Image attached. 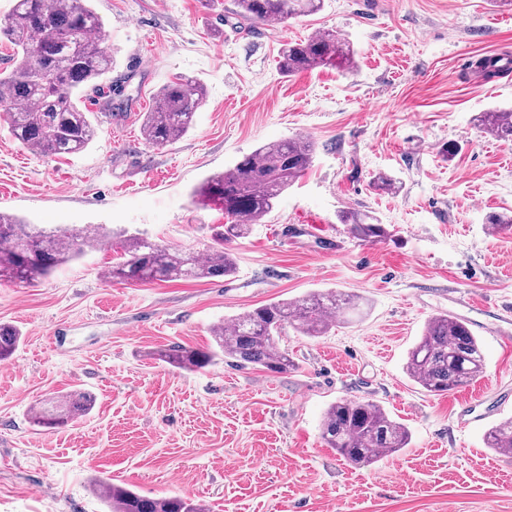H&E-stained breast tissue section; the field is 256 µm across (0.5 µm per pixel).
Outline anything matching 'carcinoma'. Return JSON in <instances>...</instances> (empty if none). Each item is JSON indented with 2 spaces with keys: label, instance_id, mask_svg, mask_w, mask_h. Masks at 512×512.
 <instances>
[{
  "label": "carcinoma",
  "instance_id": "cac0c4a2",
  "mask_svg": "<svg viewBox=\"0 0 512 512\" xmlns=\"http://www.w3.org/2000/svg\"><path fill=\"white\" fill-rule=\"evenodd\" d=\"M323 0H236L238 15L252 23L283 24L313 14ZM100 19L91 0H15L12 11L0 19V42L11 45L14 64L0 72V112L7 115L12 135L19 142L55 156L82 152L95 137L80 99L103 90L99 79L112 72V55L94 36ZM53 73L49 81L39 76L42 64ZM334 65L351 72L356 67L349 41L323 31L289 43L279 53L278 68L286 75ZM203 87L189 78L165 84L155 107L145 113L141 134L152 146H165L191 128L203 102ZM486 133L512 141V109L481 113ZM314 144L305 137L268 143L244 156L223 173L206 178L194 196L224 208L230 223L224 241L245 237L251 226L267 216L283 193L313 163ZM353 237L382 238L386 230L370 216L345 213L339 217ZM119 257L109 269L111 279L125 283L173 282L230 276L235 265L224 248H214L204 258L153 243L138 235L118 242ZM86 235L67 227L38 229L0 212V281L33 285L58 266L77 258ZM358 309L356 299L334 289L317 290L295 300L274 301L212 329L214 346L206 350L174 346L152 353L173 368L201 370L220 358L240 367H260L286 374L295 360L280 346L292 328L303 336L319 337L336 323V315ZM19 340L17 332L0 325V360L10 357ZM485 371V353L478 337L463 322L448 315L430 318L419 341L408 352L406 372L429 393L462 388ZM92 399L75 392L55 405L33 413L42 425L64 426L91 410ZM328 447L357 468L371 467L411 442L409 429L379 403L338 399L328 405L320 425ZM486 445L499 454L512 455V417L501 420L486 434ZM99 489L110 512H201L198 503L180 496L150 498L102 479Z\"/></svg>",
  "mask_w": 512,
  "mask_h": 512
}]
</instances>
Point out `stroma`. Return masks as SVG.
<instances>
[{
	"mask_svg": "<svg viewBox=\"0 0 512 512\" xmlns=\"http://www.w3.org/2000/svg\"><path fill=\"white\" fill-rule=\"evenodd\" d=\"M92 5L117 91L88 101L95 138L66 158L19 143L0 115V211L202 255L221 245L236 271L119 283L106 276L116 257L106 244L35 285L0 282V324L21 336L0 361V512H108L99 478L211 512H512V456L484 442L512 416V344L482 336L483 376L442 395L405 369L429 318L468 316L451 296L512 309V229L494 236L487 222L512 210V144L478 123L512 107V69L478 71L482 59H512V0H324L278 25L236 17L234 0ZM327 29L354 47L352 72L280 73L286 44ZM178 75L203 86L204 103L184 137L148 145L144 114ZM300 136L315 144L312 167L247 237L222 243L223 210L191 191L258 146ZM379 175L396 189L375 188ZM344 212L373 216L386 237L353 238ZM325 288L356 296L360 311L319 338L288 332V373L151 357L207 347L219 322ZM495 388L508 401L461 426L463 401ZM75 390L96 398L76 424L32 422L33 406ZM339 398L380 403L410 430L408 448L349 465L319 430Z\"/></svg>",
	"mask_w": 512,
	"mask_h": 512,
	"instance_id": "stroma-1",
	"label": "stroma"
}]
</instances>
